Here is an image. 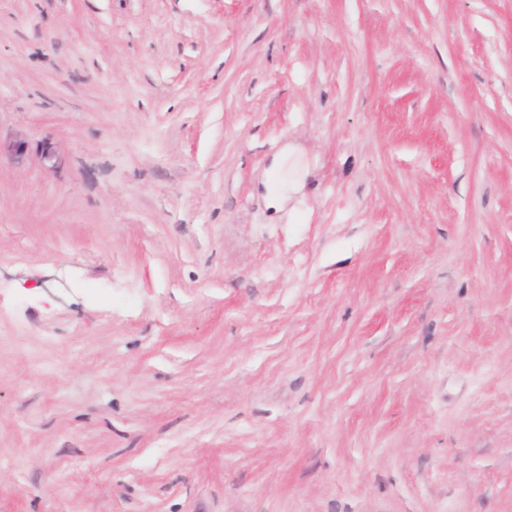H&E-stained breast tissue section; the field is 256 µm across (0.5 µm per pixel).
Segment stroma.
<instances>
[{"label": "stroma", "mask_w": 512, "mask_h": 512, "mask_svg": "<svg viewBox=\"0 0 512 512\" xmlns=\"http://www.w3.org/2000/svg\"><path fill=\"white\" fill-rule=\"evenodd\" d=\"M0 141V512H512V0H0Z\"/></svg>", "instance_id": "35a3bbf8"}]
</instances>
